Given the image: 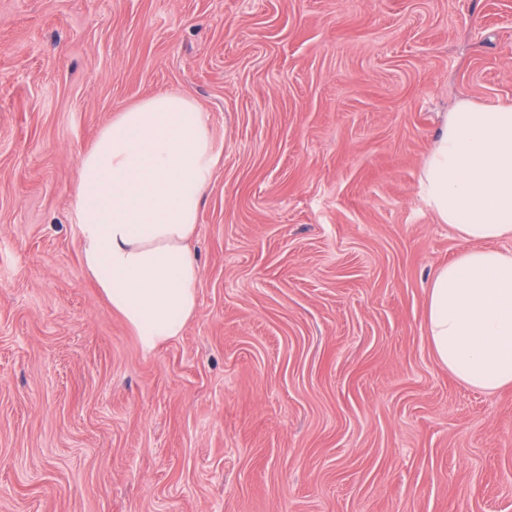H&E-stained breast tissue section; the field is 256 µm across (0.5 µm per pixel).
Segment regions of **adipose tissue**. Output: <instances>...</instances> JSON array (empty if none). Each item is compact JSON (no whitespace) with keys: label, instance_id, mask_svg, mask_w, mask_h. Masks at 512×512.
<instances>
[{"label":"adipose tissue","instance_id":"1","mask_svg":"<svg viewBox=\"0 0 512 512\" xmlns=\"http://www.w3.org/2000/svg\"><path fill=\"white\" fill-rule=\"evenodd\" d=\"M209 115L177 94L115 116L82 156L72 201L84 272L144 352L182 336L198 307L190 249L220 162ZM425 204L466 242L434 271L426 332L435 358L466 386H512V105L464 100L424 158Z\"/></svg>","mask_w":512,"mask_h":512}]
</instances>
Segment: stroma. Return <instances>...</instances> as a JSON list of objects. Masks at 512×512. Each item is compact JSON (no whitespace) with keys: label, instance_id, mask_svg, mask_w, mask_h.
Masks as SVG:
<instances>
[{"label":"stroma","instance_id":"stroma-1","mask_svg":"<svg viewBox=\"0 0 512 512\" xmlns=\"http://www.w3.org/2000/svg\"><path fill=\"white\" fill-rule=\"evenodd\" d=\"M167 92L222 159L197 315L146 353L71 201ZM462 99L512 104V0H0V512H512V387L425 328L464 244L420 166Z\"/></svg>","mask_w":512,"mask_h":512}]
</instances>
